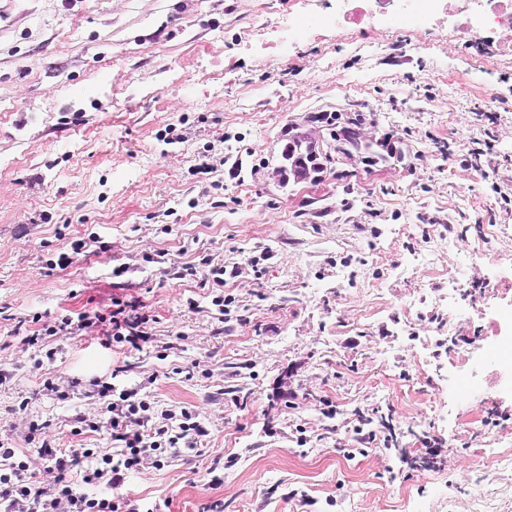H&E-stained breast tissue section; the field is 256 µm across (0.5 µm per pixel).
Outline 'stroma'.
Returning <instances> with one entry per match:
<instances>
[{
    "label": "stroma",
    "instance_id": "stroma-1",
    "mask_svg": "<svg viewBox=\"0 0 512 512\" xmlns=\"http://www.w3.org/2000/svg\"><path fill=\"white\" fill-rule=\"evenodd\" d=\"M291 9L0 0V442L27 448L41 481L25 420L50 421L58 447H95L69 420L96 404L44 395L13 322L131 294L157 317L154 343L50 337V372L127 362L118 383L149 381L158 408L196 411L208 435L121 495L151 512H512V470L494 459L512 453V388L469 375L512 310V34L476 45L443 16L418 32L352 21L279 55L246 42ZM485 138L490 153L469 157ZM295 140L333 151L320 183L290 172ZM207 157L224 164L201 172ZM91 234L105 253L47 269ZM205 256L240 269L224 279L229 316L200 278L164 271ZM361 416L379 437L363 451Z\"/></svg>",
    "mask_w": 512,
    "mask_h": 512
}]
</instances>
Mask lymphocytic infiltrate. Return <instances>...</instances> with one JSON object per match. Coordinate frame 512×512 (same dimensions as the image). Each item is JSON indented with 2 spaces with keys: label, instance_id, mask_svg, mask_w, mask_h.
<instances>
[{
  "label": "lymphocytic infiltrate",
  "instance_id": "lymphocytic-infiltrate-1",
  "mask_svg": "<svg viewBox=\"0 0 512 512\" xmlns=\"http://www.w3.org/2000/svg\"><path fill=\"white\" fill-rule=\"evenodd\" d=\"M155 317L136 297H113L109 311L87 310L42 326L38 333L23 335L29 346L48 336H71L93 327H104L105 342L143 350L153 340ZM43 390L54 400L80 395L98 401L97 413H75L70 419L72 435L94 436L96 448L63 450L47 437V425L30 421L27 442H39L38 455L52 473L49 481L35 480L28 457L0 443V512H141L131 499L97 494V487L110 493L121 488L131 473L159 469L184 451L201 447L208 431L196 412L158 409L144 385L126 387L94 377L63 381L47 377Z\"/></svg>",
  "mask_w": 512,
  "mask_h": 512
}]
</instances>
